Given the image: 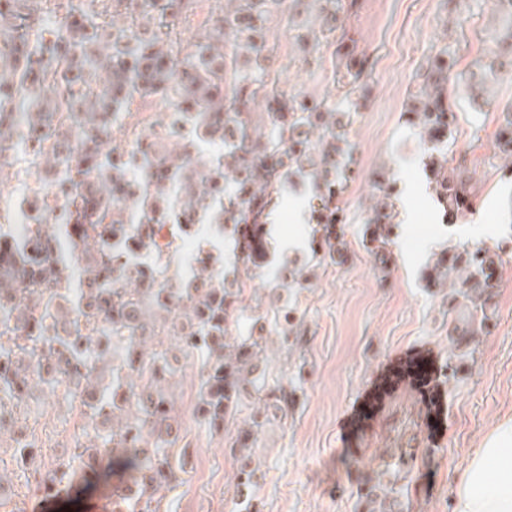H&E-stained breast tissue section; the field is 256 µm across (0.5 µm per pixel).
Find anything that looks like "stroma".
<instances>
[{
    "label": "stroma",
    "mask_w": 512,
    "mask_h": 512,
    "mask_svg": "<svg viewBox=\"0 0 512 512\" xmlns=\"http://www.w3.org/2000/svg\"><path fill=\"white\" fill-rule=\"evenodd\" d=\"M214 0H195L168 20L183 42L200 40L212 23ZM445 0H359L347 27L370 60L366 108L352 116L355 177L340 196L336 231L340 255L314 256L317 225L312 219L315 190L295 179L272 207L267 247L272 265L251 282L270 293L276 306L294 312L301 341L284 350L270 339L266 370L287 380L294 403L285 421L267 426L256 438L252 464L258 485V512H368L364 493L377 480L396 483L403 512H451L453 474L481 439L512 417V180L496 147L498 103L512 101V73L494 86V101L482 112L461 104L449 155L460 164L473 204L455 223H443L423 170L425 146L406 123L409 93L421 66L445 43ZM456 71L468 74L494 48V22L484 0H461ZM269 26L277 45L275 76L281 91L335 99V60L330 52L302 53V16L273 13ZM168 108L165 96L136 98L126 113H142L138 123L117 122L112 140L127 143L153 136ZM393 173L399 194L398 226L390 242L375 248L364 220L372 203L375 172ZM479 247L496 250L502 265L492 290L493 316L474 336L455 334L465 309L450 286H427L424 276L435 254ZM303 267L305 288L271 287L278 265ZM425 354L436 365L441 421L431 427V411L419 391L401 384L386 396L377 415L357 430L348 422L377 377L397 358ZM181 415L180 445L189 456L185 483L167 492L169 512H245L235 504L239 465L229 450L235 425L214 432L193 415L198 373L185 367L166 384ZM27 411L0 427V461L11 474L0 484L6 512H88L91 501L109 505L119 475L101 478L52 499L26 483L13 457L18 434L35 442L34 464L48 468L74 446L75 410L66 402L34 392Z\"/></svg>",
    "instance_id": "obj_1"
}]
</instances>
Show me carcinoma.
I'll return each mask as SVG.
<instances>
[{"instance_id":"1","label":"carcinoma","mask_w":512,"mask_h":512,"mask_svg":"<svg viewBox=\"0 0 512 512\" xmlns=\"http://www.w3.org/2000/svg\"><path fill=\"white\" fill-rule=\"evenodd\" d=\"M95 0H69L77 15L65 29L35 30L28 16L0 10V158L16 151L45 172L62 171L54 182L30 189L21 202L0 206V425L28 406L35 388L78 403L85 424L75 448L42 472L26 475L44 497L90 484L104 469L121 470L126 482L112 492V512H164L159 492L182 482L186 454L173 457L179 413L163 383L180 366L200 373L196 417L224 429L239 407L250 413L237 428L230 451L240 462L237 497L256 484L250 467L255 436L288 418L292 395L283 379L258 371L267 337L242 324L271 322L280 346L298 343L290 313L273 310L257 291L246 293L241 271L264 263L263 219L289 177L311 179L322 208L320 246L335 253L330 225L340 223L335 198L353 173L349 139L353 98L366 78L369 59L358 51L342 15L357 0H224L195 49L162 32L170 4L147 0L157 28L136 19L106 33L90 8ZM305 14L313 45L333 38L336 84L329 103L272 88L268 58L273 11ZM502 17L495 44L512 55V0H491ZM457 63L451 43L430 58L411 94L407 122L427 147L424 165L444 217L455 220L472 205L467 180L449 166L448 140L456 128L458 101L479 111L499 79L497 61L477 60L457 87L448 86ZM163 93L170 102L162 130L104 150L121 111L135 97ZM262 105L263 125L253 119ZM181 139V155L158 147ZM218 145L214 154L204 144ZM497 146L512 173V102L501 106ZM380 195L369 207L370 241L384 244L396 228L395 181H374ZM30 225L23 243L8 225L18 208ZM212 221L216 237L233 242L235 265L224 273V253L202 252L186 280L172 267L181 262L178 240L196 236L179 215ZM67 235V258L56 254L58 232ZM80 263L87 287L73 281ZM499 256L477 248L444 252L428 280L459 287L469 302L468 325L490 320L491 289ZM304 270L284 269L274 288H303ZM68 357L54 374L49 365Z\"/></svg>"}]
</instances>
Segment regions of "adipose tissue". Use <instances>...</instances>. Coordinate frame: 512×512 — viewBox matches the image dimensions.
<instances>
[{
  "instance_id": "ef3b65f1",
  "label": "adipose tissue",
  "mask_w": 512,
  "mask_h": 512,
  "mask_svg": "<svg viewBox=\"0 0 512 512\" xmlns=\"http://www.w3.org/2000/svg\"><path fill=\"white\" fill-rule=\"evenodd\" d=\"M452 512H512V421L498 423L469 456Z\"/></svg>"
}]
</instances>
